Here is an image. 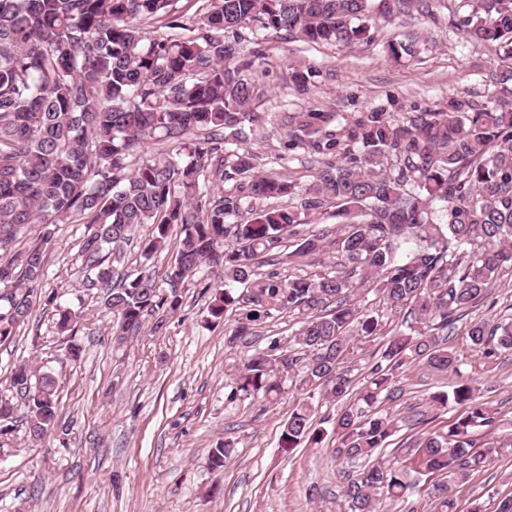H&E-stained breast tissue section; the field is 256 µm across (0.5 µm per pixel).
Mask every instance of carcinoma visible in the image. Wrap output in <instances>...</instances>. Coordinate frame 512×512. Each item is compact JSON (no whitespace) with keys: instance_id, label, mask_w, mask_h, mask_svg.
Returning <instances> with one entry per match:
<instances>
[{"instance_id":"cac0c4a2","label":"carcinoma","mask_w":512,"mask_h":512,"mask_svg":"<svg viewBox=\"0 0 512 512\" xmlns=\"http://www.w3.org/2000/svg\"><path fill=\"white\" fill-rule=\"evenodd\" d=\"M177 0H0V342L25 324L37 301L58 312L62 333H75L83 312L43 293L44 258L59 224L86 223L78 259L89 290L117 319L116 336L135 335L150 318L182 305L179 286L202 267L220 269L211 284L210 315L240 313L230 343H246L275 313L300 318L288 348L272 341L247 356L234 393L272 402L294 381L298 399L280 447L321 443L315 427L320 400L354 398L336 417V452L360 469L343 473L347 512H385L431 476L434 512H457L453 488L486 461L512 448V434L476 451L473 434L494 425L498 409L470 381L431 397L460 409L447 430L379 459L402 419L376 410L395 391L399 373L422 362L460 372L448 333L488 295L496 278L512 275V91L479 103L450 96L443 108H383L346 117L313 105L283 112L288 148L307 146L324 163L301 207L333 208L336 231L302 233L288 208L248 210L245 200L298 194L282 175L258 172L243 143L264 115L251 109L249 71L265 53L241 48L240 30L288 32L315 45H356L373 38L370 21L411 11L430 13L428 0H202L183 14ZM454 25L467 41L504 51L512 60V0H470ZM156 21L150 36L141 23ZM319 71L292 69L290 88L304 96ZM158 140L176 156L148 155ZM137 167L129 168V159ZM214 172L239 182L214 196L201 181ZM142 224L149 261L163 251L170 228L182 227L176 258L156 285L144 265L112 284L117 244ZM23 250L12 244L32 228ZM332 250L336 268L284 280L274 267ZM375 289L402 316L362 305ZM472 348L492 360L512 352V322L465 324ZM384 339L366 384L354 391L357 342ZM12 387L23 400L0 396V441L25 423L32 440L54 427L59 385L51 371L19 364Z\"/></svg>"}]
</instances>
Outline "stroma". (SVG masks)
I'll return each instance as SVG.
<instances>
[{
    "mask_svg": "<svg viewBox=\"0 0 512 512\" xmlns=\"http://www.w3.org/2000/svg\"><path fill=\"white\" fill-rule=\"evenodd\" d=\"M459 3L433 0L431 20L415 13L392 23L377 20L374 41L352 46L312 47L283 33L242 30L244 46L261 44L270 63L254 74L263 92L260 111L301 112L313 103L329 112L387 104L409 112L439 108L451 94L484 101L483 76L498 58L466 45L452 24ZM409 33L415 54L391 57L388 43ZM292 64L319 70L310 98L289 89ZM285 142L284 130L270 121L247 147L261 171L306 189L317 156L307 148L286 149ZM86 230L83 224L57 226L42 284L44 292L83 310L75 336L80 358L64 359L55 310L41 303L15 338L0 344V392H7L12 369L22 363L52 371L59 383L51 432L40 441L14 432L10 452L0 457V512H344L340 473L348 464L336 455L335 435L315 447L287 452L279 446L295 392L272 403L232 395L234 373L249 350L230 341L237 313L219 321L209 314L210 268L181 287L183 304L161 328L144 327L119 344L112 316L82 285L77 252ZM449 344L462 361L459 374L412 365L400 376L401 396L381 402V410L403 419L383 456L458 415V407L431 406L429 397L451 391L461 377L498 405L497 433H512V353L487 361L461 333ZM413 406L426 412L429 424L407 422ZM227 441L232 447L222 467H210L211 448ZM454 493L458 512H469L476 499L495 512L501 498L512 496V451L493 456Z\"/></svg>",
    "mask_w": 512,
    "mask_h": 512,
    "instance_id": "obj_1",
    "label": "stroma"
}]
</instances>
